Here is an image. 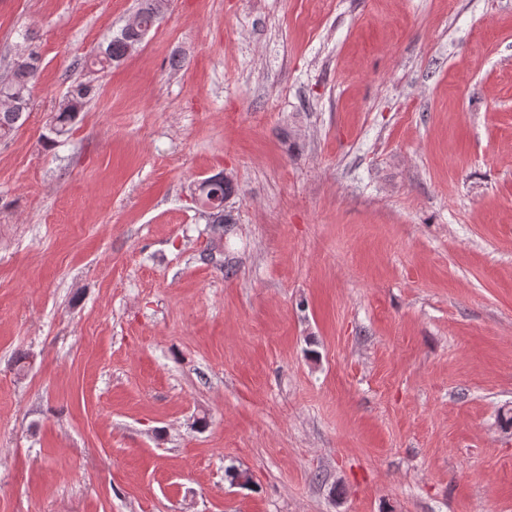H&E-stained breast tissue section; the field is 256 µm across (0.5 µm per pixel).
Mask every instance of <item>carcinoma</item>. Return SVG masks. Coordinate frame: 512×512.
Wrapping results in <instances>:
<instances>
[{"label": "carcinoma", "instance_id": "cac0c4a2", "mask_svg": "<svg viewBox=\"0 0 512 512\" xmlns=\"http://www.w3.org/2000/svg\"><path fill=\"white\" fill-rule=\"evenodd\" d=\"M169 0H140L138 12L141 13V24L148 28L153 25L154 15L167 8ZM130 34L119 30L107 40L104 50L91 60L90 65L100 72L112 67L122 60L126 54V40ZM39 54L33 52L29 58L20 63L12 64L11 77L0 80V140L10 137L27 120L30 112L34 85L39 71ZM97 88L92 82H80L70 87L64 99L59 103L50 123V133L61 137L69 133L85 105L96 95ZM236 192L235 184L222 179L209 184V189L201 199L202 206L210 201H218L221 208L220 223H233L231 213L222 211L224 200Z\"/></svg>", "mask_w": 512, "mask_h": 512}]
</instances>
